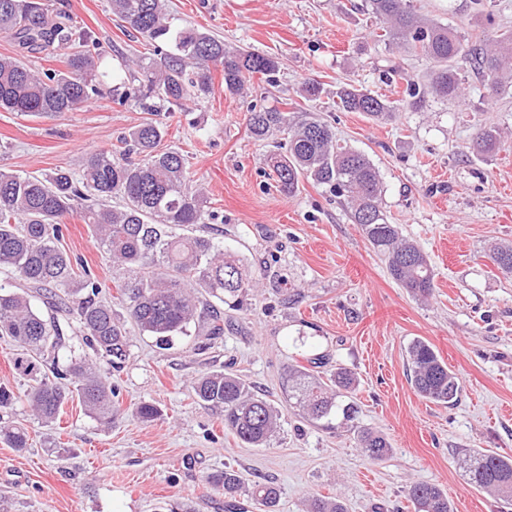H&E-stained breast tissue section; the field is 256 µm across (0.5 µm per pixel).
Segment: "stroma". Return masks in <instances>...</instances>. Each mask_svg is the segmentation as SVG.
Segmentation results:
<instances>
[{
    "instance_id": "stroma-1",
    "label": "stroma",
    "mask_w": 512,
    "mask_h": 512,
    "mask_svg": "<svg viewBox=\"0 0 512 512\" xmlns=\"http://www.w3.org/2000/svg\"><path fill=\"white\" fill-rule=\"evenodd\" d=\"M89 32L115 78L124 61L148 53L143 39L113 15L109 0H43ZM418 12L470 38L512 30V0H414ZM181 21L260 53L276 55L275 83L254 76L243 95L224 90L214 74L210 93L157 116L161 146L181 152L192 184L203 187L210 217L197 226L240 258L256 284L249 307L232 314L217 340L201 328L172 349L133 333L129 356L112 382L121 411L111 427L88 415L78 399L59 421L42 424L13 366L15 345L0 339V386L15 398L0 424L23 427L27 448L0 440V512H155L184 503L194 512H226L223 489L208 478L232 467L279 491L274 512H308L312 499L342 497L349 512H414L412 483L438 485L454 512H512L471 485L461 462L473 450L512 456V274L487 259L512 243V88L494 95L471 75L461 101L428 99L387 123L337 108V84L352 83L392 99L408 84L426 87L431 63L376 42L377 23L364 0H168ZM397 77L384 82L387 69ZM314 78L327 92L301 96ZM314 112L339 142L365 153L385 186L384 211L416 240L435 274L431 296L417 297L389 275L347 206L328 188L306 182L282 195L264 163L267 141L248 132L251 106ZM134 103L118 104L113 83L82 107L49 117L0 111V167L46 176L79 171L86 153L112 150L144 122ZM508 132L499 149L470 152L477 128ZM59 245L81 256L114 295L112 264L80 216L62 226ZM431 344L460 378L458 402L443 407L413 390L406 362L414 340ZM324 358L350 369L361 425L391 444L381 461L365 456L354 432L303 418L288 399V369ZM238 373L281 412V430L266 448L241 444L224 418L194 399L196 378L214 369ZM154 403L159 419L135 415Z\"/></svg>"
}]
</instances>
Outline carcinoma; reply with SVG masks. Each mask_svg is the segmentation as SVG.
<instances>
[{
    "label": "carcinoma",
    "mask_w": 512,
    "mask_h": 512,
    "mask_svg": "<svg viewBox=\"0 0 512 512\" xmlns=\"http://www.w3.org/2000/svg\"><path fill=\"white\" fill-rule=\"evenodd\" d=\"M112 13L125 28L151 45L152 53L133 62L131 84L117 101L137 104L144 112L183 104L206 94L212 71L219 69L224 90L244 91L249 78H267L279 67L276 57L224 41L180 22L167 0H110ZM366 11L381 25L380 41L410 54H422L432 64L430 91L442 99L461 96L464 77L461 58L495 91L512 85V31L495 39L468 41L448 26L419 16L411 0H365ZM0 33L10 35L28 52H62V70L35 71L16 57H0V109L45 117L71 112L100 93L98 44L69 19L53 18L38 0H0ZM408 97L391 100L346 84L336 91L346 112H361L385 123L396 113L423 107L425 97L411 87ZM248 130L259 139L285 136L266 156L279 191L292 196L302 181L324 185L346 200L353 223L372 249L383 256L389 274L414 295L427 296L434 288V272L423 249L402 234L383 210V182L379 170L361 151L336 140L331 127L314 116L295 118L276 107H252ZM166 131L149 119L123 137L119 154L108 150L86 155L79 176L58 171L49 177L19 174L0 168V270L46 291L45 304L79 322L93 356L70 355L65 367L44 360L58 347L60 332L55 317L35 309L28 295L0 285V337L21 347L14 368L31 381L27 393L37 417L57 419L63 404L77 396L99 424L110 427L120 410L119 393L108 374L121 369L130 338L125 319L161 346L188 335L201 324L206 335H224L220 306L239 309L253 281L240 259L224 251V243L191 230L206 223V197L190 184L184 156L158 150ZM503 140L501 130L480 129L472 143L484 154ZM118 195L122 205L107 200ZM89 205L79 212L98 247L116 264L117 295L113 302L98 300L99 285L88 273L77 274L71 256L58 245L61 224L76 213L74 202ZM489 258L503 272L512 273V245L497 246ZM411 384L423 399L446 407L461 392L460 379L427 342L408 348ZM49 370H44V367ZM288 397L312 421L336 412L337 399L351 392L354 374L344 368L323 374L303 365L288 370ZM198 402L224 416V429L255 448L270 445L279 428L277 408L255 393L239 375L224 370L204 373L194 387ZM343 420L355 419L356 409L346 404ZM0 439L13 448L27 447L21 428L0 426ZM359 448L372 460L391 452L385 436L357 428ZM470 484L512 499V457L473 451L463 459ZM234 500L242 489L267 508L276 506L278 490L271 483L244 486L234 469L210 477ZM408 498L417 512H452L448 494L435 484L410 486ZM310 512H348L339 498H316Z\"/></svg>",
    "instance_id": "carcinoma-1"
}]
</instances>
